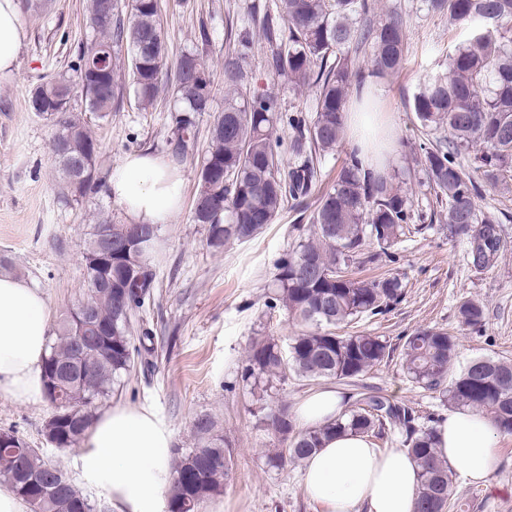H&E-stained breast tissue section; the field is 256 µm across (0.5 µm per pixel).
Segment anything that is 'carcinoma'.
Here are the masks:
<instances>
[{
	"label": "carcinoma",
	"instance_id": "obj_1",
	"mask_svg": "<svg viewBox=\"0 0 512 512\" xmlns=\"http://www.w3.org/2000/svg\"><path fill=\"white\" fill-rule=\"evenodd\" d=\"M103 0H86L91 38L77 46L74 75L57 73L36 87L45 114L51 116L52 139L68 142L70 154L86 156L96 169L93 178L75 184L64 162L59 197L79 203L107 189L101 172L96 133L77 111L76 103L109 118L122 99L120 72L128 65L135 103L155 106L163 92L171 94V136L165 153L174 168L202 154L200 190L191 221L207 225V245L218 251L231 242H245L274 223L286 205L302 211L321 170L318 158L336 152L347 136L348 105L355 87L367 77L381 78L400 70L408 51L404 18L391 13L375 22L378 0H275V11L252 17L271 47L266 64L287 81L288 92L315 96V115L303 108L281 111L273 91H249L242 83L243 64L253 44V30L228 27L226 38L237 47L224 60V110L210 128L205 147L192 134L196 114L212 111V73L204 52L195 48L170 59L156 0H116L112 16ZM428 9L469 30V36L448 50L445 72L422 84L411 110L421 127L447 129L448 136L413 147L417 166L436 198L448 205L450 237H464L472 264L489 268L501 247L498 218L476 204L482 186L494 188L512 177V0H425ZM108 61L107 77L90 74V66ZM282 124L288 140L274 135ZM287 152L291 162L280 167ZM355 147L309 217L308 236L276 266L277 293L272 301L309 329L291 338L283 349L273 339L253 342L246 356L247 379L280 380L291 372L308 381L356 382L391 358L394 348L366 332L341 335L336 329L362 317L384 314L404 295L401 280L386 275L358 280L348 275L354 264L396 261V246L409 225L427 217L414 211L405 173L367 168ZM107 216L95 217L84 250L96 245L103 230L118 231ZM153 234L146 252L133 245L112 253V278L119 290L84 293L99 319L112 326V356L87 358L89 373L75 357V321L69 311L55 330L44 364L45 399L54 408V442L77 448L93 424L102 400L112 396L134 362L131 316L153 298L155 272L151 261L159 248V228L142 224ZM461 322L477 328L484 321L482 304L462 301ZM456 338L443 330L423 329L407 337L400 366L411 382L438 392L452 409L467 408L491 417L502 435H512V361L490 356L454 369ZM74 377L56 392L55 372ZM268 427L284 444L267 454L274 468L304 461L332 434L350 432L370 440L396 433L421 467L415 512H465L453 498L452 472L436 455V426L411 405L379 393L359 392L349 408L323 425L297 426L288 405L266 415ZM200 446L178 453L173 465L168 512H199L211 495L223 489L232 470L224 437L215 433L207 415L195 420ZM0 480L27 505L39 501V512H65L88 502L67 477L62 462L16 438L0 446Z\"/></svg>",
	"mask_w": 512,
	"mask_h": 512
}]
</instances>
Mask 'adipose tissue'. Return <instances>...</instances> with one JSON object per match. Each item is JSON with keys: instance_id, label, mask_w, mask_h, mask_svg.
I'll use <instances>...</instances> for the list:
<instances>
[{"instance_id": "adipose-tissue-1", "label": "adipose tissue", "mask_w": 512, "mask_h": 512, "mask_svg": "<svg viewBox=\"0 0 512 512\" xmlns=\"http://www.w3.org/2000/svg\"><path fill=\"white\" fill-rule=\"evenodd\" d=\"M23 39L17 0H0V75L14 69ZM180 186L166 157L150 152L125 155L109 179L113 199L136 224L168 223L181 205ZM49 320L39 288L0 272V398L42 400ZM343 410L339 391L328 385L299 403L295 420L313 427ZM498 436L490 417L452 409L437 426V455L466 482L484 483L498 463ZM85 446L84 473L104 486L116 512H162L171 490V433L151 410L114 406L95 419ZM419 471L406 449L338 434L306 461L304 483L309 498L328 512H414Z\"/></svg>"}]
</instances>
